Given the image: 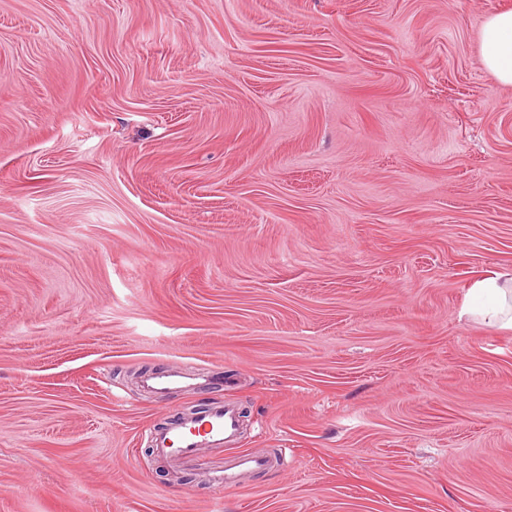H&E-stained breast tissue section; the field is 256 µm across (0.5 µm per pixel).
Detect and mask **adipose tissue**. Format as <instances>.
<instances>
[{"label": "adipose tissue", "mask_w": 512, "mask_h": 512, "mask_svg": "<svg viewBox=\"0 0 512 512\" xmlns=\"http://www.w3.org/2000/svg\"><path fill=\"white\" fill-rule=\"evenodd\" d=\"M482 66L504 86H512V9L488 14L479 37ZM460 314L496 332L512 333V268L475 279Z\"/></svg>", "instance_id": "adipose-tissue-1"}]
</instances>
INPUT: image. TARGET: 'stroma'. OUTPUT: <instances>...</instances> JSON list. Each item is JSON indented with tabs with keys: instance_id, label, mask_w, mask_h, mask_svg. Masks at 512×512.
Listing matches in <instances>:
<instances>
[{
	"instance_id": "obj_1",
	"label": "stroma",
	"mask_w": 512,
	"mask_h": 512,
	"mask_svg": "<svg viewBox=\"0 0 512 512\" xmlns=\"http://www.w3.org/2000/svg\"><path fill=\"white\" fill-rule=\"evenodd\" d=\"M508 7L0 0V512H512ZM224 399L220 492L148 435ZM482 66L503 86H512V9L488 14L479 37ZM473 297H486L487 302L473 305ZM460 317L496 332L512 333V268L476 278L468 289ZM196 380L195 375L188 374L180 367L175 366L164 372L142 377L141 385L156 397L165 398L173 393L200 387V383ZM269 465L270 460L266 457L245 451L239 452L226 460L223 468L213 470L210 474V481L219 491H223L236 487L241 475L266 470Z\"/></svg>"
}]
</instances>
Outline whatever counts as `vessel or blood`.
Instances as JSON below:
<instances>
[{"label": "vessel or blood", "instance_id": "b4317fda", "mask_svg": "<svg viewBox=\"0 0 512 512\" xmlns=\"http://www.w3.org/2000/svg\"><path fill=\"white\" fill-rule=\"evenodd\" d=\"M141 385L156 397L165 398L196 387L197 381L194 375L175 366L142 377ZM240 428V410L234 402L227 401L199 412L198 416L173 419L164 427L151 431L149 438L158 456L188 460L196 457L202 448H233ZM269 464L266 457L245 451L235 452L225 461L223 468L211 472L210 481L218 489L231 488L238 485L241 475L266 470Z\"/></svg>", "mask_w": 512, "mask_h": 512}]
</instances>
